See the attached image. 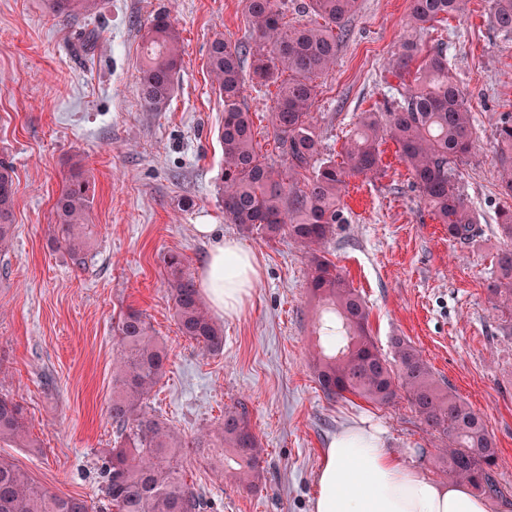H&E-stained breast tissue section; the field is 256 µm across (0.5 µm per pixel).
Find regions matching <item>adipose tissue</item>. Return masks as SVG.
Returning <instances> with one entry per match:
<instances>
[{"label":"adipose tissue","instance_id":"1","mask_svg":"<svg viewBox=\"0 0 512 512\" xmlns=\"http://www.w3.org/2000/svg\"><path fill=\"white\" fill-rule=\"evenodd\" d=\"M212 246L198 286L213 309L237 313L260 277L255 254L214 225H196ZM312 512H486L484 499L464 483L430 479L388 453L379 430L343 427L324 450Z\"/></svg>","mask_w":512,"mask_h":512}]
</instances>
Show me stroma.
<instances>
[{"instance_id": "35a3bbf8", "label": "stroma", "mask_w": 512, "mask_h": 512, "mask_svg": "<svg viewBox=\"0 0 512 512\" xmlns=\"http://www.w3.org/2000/svg\"><path fill=\"white\" fill-rule=\"evenodd\" d=\"M408 0H359L344 24L333 67L313 107L323 155L335 156L361 113L379 112L396 89L388 64L406 29ZM166 14L182 41L173 99L148 111L138 76L144 24ZM250 41L240 0H97L87 17L53 15L45 0H0V156L14 167L15 235L0 251V393L19 402L35 447L0 440V458L35 485L104 512L102 463L117 439L107 412L117 339L127 308L143 311L166 348V374L149 403L184 436L217 427L225 407L244 404L264 450L266 481L244 492L207 456L188 455L186 481L212 512H310L322 451L343 427L363 421L384 446L427 477L437 442L406 399L378 405L328 399L310 351L318 307L306 288L308 259L288 239L265 243L226 223L218 186L224 106L211 89L207 51L215 35ZM419 46H447L473 115L477 150L458 168L479 235L450 240L420 198L393 142L382 172L350 178L344 223L322 245L370 311L378 349L392 338L418 350L434 375L483 417L498 448L512 503V336L487 288L506 243L493 134L512 114V41L495 30L490 0H469L463 17L436 23ZM275 85L247 81L244 100L262 155L288 163L271 125ZM96 195L86 264L75 268L50 241L53 204L74 158ZM217 225L255 252L261 272L237 314L213 312L224 348L210 353L182 336L167 293L165 253L198 274L209 245L195 227Z\"/></svg>"}]
</instances>
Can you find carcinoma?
Listing matches in <instances>:
<instances>
[{"mask_svg": "<svg viewBox=\"0 0 512 512\" xmlns=\"http://www.w3.org/2000/svg\"><path fill=\"white\" fill-rule=\"evenodd\" d=\"M468 0H409L407 26L425 30L433 23L465 14ZM96 0H48L52 13L72 18L91 13ZM255 37L254 45L232 43L222 36L209 45L207 69L224 103L219 141L224 148L219 198L224 218L243 233L272 241L282 236L309 256L308 290L319 307L317 378L328 397L346 394L385 404L402 394L427 432L439 442L438 462L448 478L468 483L490 499L505 495L498 479V450L482 416L444 388L420 353L405 339H393V359L375 345L369 331V309L349 280L320 253V245L343 223L342 192L350 177L380 171L382 143L389 139L413 179L421 199L448 228V237L469 243L478 236L476 216L461 193L455 165L476 149L472 112L452 74L444 44L433 47L416 70L417 43L403 40L391 73L410 77L401 98L382 112L360 116L343 145L341 162L320 159L312 123L318 84L336 61L342 36L338 28L356 13L358 0H309L304 9L325 20L318 26H288L277 0H242ZM493 26L512 39V0H491ZM145 53L140 85L145 107L163 111L175 93L181 66L178 32L165 16L144 25ZM260 84L277 85L271 112L274 138L288 159V171L260 154L250 112L243 104L245 62ZM494 140L502 195L512 199V116L501 118ZM14 171L0 159V250L13 233ZM95 186L82 160H74L53 204V240L72 264L85 266L89 214ZM498 229L511 243L497 259L489 286L495 308L507 316L512 335V205L498 212ZM168 290L182 335L204 350L224 345L222 330L209 316L199 289L179 253L164 256ZM117 353L112 366L109 415L118 446L103 459L104 496L115 512H210L204 493L182 474L189 450L217 449L216 468L245 491L265 479L263 452L252 432L245 406L224 410L218 428L188 438L149 411L148 401L165 373L167 352L147 316L128 309L116 329ZM28 438L22 406L0 394V439ZM0 512H89L81 499L61 497L29 482L14 464L0 458Z\"/></svg>", "mask_w": 512, "mask_h": 512, "instance_id": "1", "label": "carcinoma"}]
</instances>
